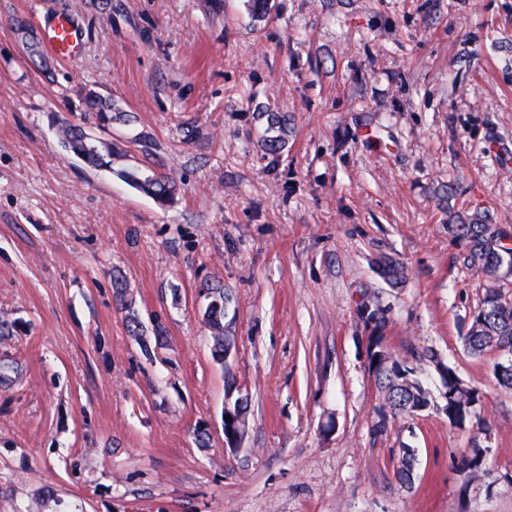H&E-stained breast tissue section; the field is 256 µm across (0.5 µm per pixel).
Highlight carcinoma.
<instances>
[{"label": "carcinoma", "instance_id": "1", "mask_svg": "<svg viewBox=\"0 0 512 512\" xmlns=\"http://www.w3.org/2000/svg\"><path fill=\"white\" fill-rule=\"evenodd\" d=\"M15 30L22 36L29 58L43 60L40 43L31 25L22 19L14 20ZM86 111L95 114L99 122L108 124L114 120H129V115L111 99L101 97L95 90H81ZM266 131L270 133L264 145L272 153L278 152L286 144L288 136V116L282 112H262ZM60 143L64 151L81 160L93 169L112 168V160L120 156V151L112 144L91 137L80 125L66 124L58 129ZM118 175L131 187L153 198L159 205L169 204L176 194L175 181L164 173L154 170L122 169ZM448 233L466 242L470 268L484 277L489 285L486 288L467 332L462 336L464 348L473 356L481 357L490 350L512 351V301L499 291L500 274L503 265L512 269V258L505 259L500 251L504 232L491 223L486 214L469 216L458 215L454 223L448 225ZM378 266L382 276L392 285L404 283L405 266L390 258L383 257ZM201 294L209 299L203 318L211 329L212 354L216 361L224 362V349L233 347V342L224 330V302L227 296L224 286L207 282ZM367 322L373 324L374 336L370 337V360L379 388L383 394V404L378 409V427L387 420V412L412 415L423 411L432 403L430 392L417 376V370L408 365V359L398 357L384 344L381 336L384 318L380 310L367 312ZM441 385L445 389V404L442 411L448 421L463 429L476 416L477 392L459 380L454 368L438 364ZM494 377L498 386L505 392L512 391V364L495 365ZM398 481L410 486L415 481L417 454L415 449L404 445L393 459ZM460 473L466 484L483 483L489 473L480 459L477 448L468 449L460 460Z\"/></svg>", "mask_w": 512, "mask_h": 512}]
</instances>
